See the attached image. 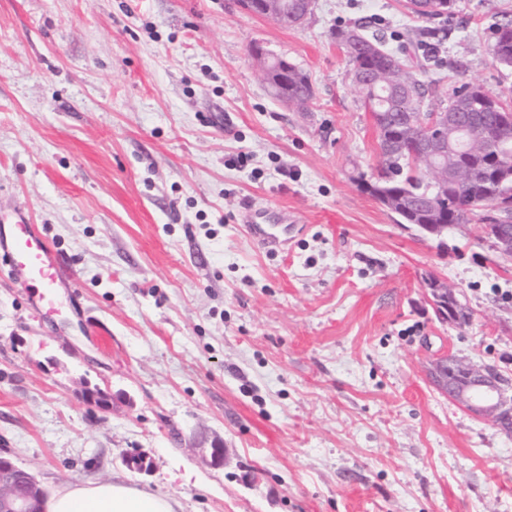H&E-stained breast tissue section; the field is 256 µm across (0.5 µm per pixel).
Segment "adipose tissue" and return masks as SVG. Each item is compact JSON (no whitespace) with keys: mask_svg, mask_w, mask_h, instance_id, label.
<instances>
[{"mask_svg":"<svg viewBox=\"0 0 512 512\" xmlns=\"http://www.w3.org/2000/svg\"><path fill=\"white\" fill-rule=\"evenodd\" d=\"M177 500L115 478L63 486L45 504L46 512H178Z\"/></svg>","mask_w":512,"mask_h":512,"instance_id":"1","label":"adipose tissue"}]
</instances>
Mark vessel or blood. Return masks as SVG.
<instances>
[{"mask_svg":"<svg viewBox=\"0 0 512 512\" xmlns=\"http://www.w3.org/2000/svg\"><path fill=\"white\" fill-rule=\"evenodd\" d=\"M0 270L16 279L53 327L65 325L62 298L80 282L67 256L49 245L25 212L0 215Z\"/></svg>","mask_w":512,"mask_h":512,"instance_id":"obj_1","label":"vessel or blood"}]
</instances>
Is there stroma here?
I'll list each match as a JSON object with an SVG mask.
<instances>
[{
    "label": "stroma",
    "instance_id": "1",
    "mask_svg": "<svg viewBox=\"0 0 512 512\" xmlns=\"http://www.w3.org/2000/svg\"><path fill=\"white\" fill-rule=\"evenodd\" d=\"M506 20L512 0H314L294 26L241 0H0V208L81 284L54 330L0 273V454L50 494L120 476L181 512H512V436L428 381L448 354L512 378V261L478 221L430 239L360 191L378 132L335 38L435 56L426 108L472 82L512 109ZM255 45L311 103L273 96ZM280 216L285 245L247 235ZM492 54L495 60L506 66H512V21L499 23L494 31ZM448 288H440L436 283H431V301L437 317L441 321L444 323L460 324L465 321L467 314L454 292L451 296H448Z\"/></svg>",
    "mask_w": 512,
    "mask_h": 512
}]
</instances>
